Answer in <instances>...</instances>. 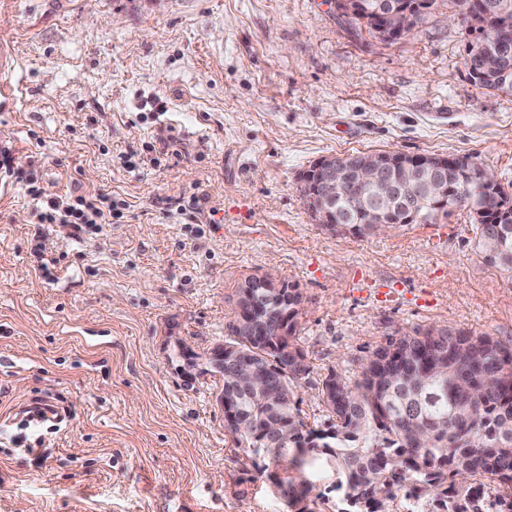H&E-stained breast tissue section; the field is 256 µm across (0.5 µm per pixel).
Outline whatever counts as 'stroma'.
Segmentation results:
<instances>
[{"mask_svg": "<svg viewBox=\"0 0 512 512\" xmlns=\"http://www.w3.org/2000/svg\"><path fill=\"white\" fill-rule=\"evenodd\" d=\"M435 0L383 44L327 0H0L19 84L0 111V512H283L224 432L221 378L188 368L229 334L245 278L303 295L321 383L357 379L388 338L450 328L512 346V279L469 242L467 211L380 235L330 232L300 175L327 155H467L512 193V94L473 83L472 39ZM99 192L77 238L25 193ZM208 194L216 214L192 219ZM62 420H31L47 397Z\"/></svg>", "mask_w": 512, "mask_h": 512, "instance_id": "1", "label": "stroma"}]
</instances>
